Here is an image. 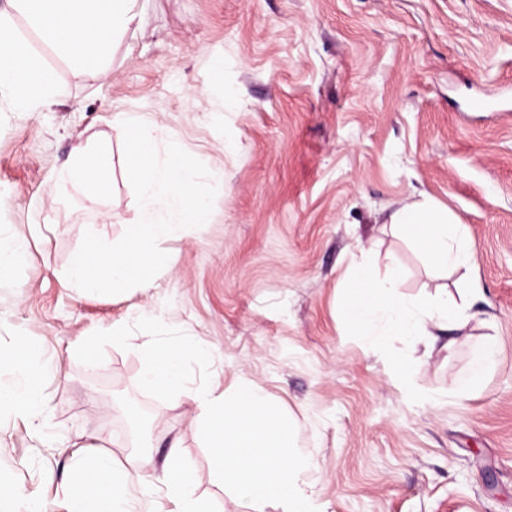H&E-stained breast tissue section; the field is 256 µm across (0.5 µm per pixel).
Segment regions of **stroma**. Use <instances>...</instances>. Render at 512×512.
I'll list each match as a JSON object with an SVG mask.
<instances>
[{"mask_svg":"<svg viewBox=\"0 0 512 512\" xmlns=\"http://www.w3.org/2000/svg\"><path fill=\"white\" fill-rule=\"evenodd\" d=\"M138 10L95 77L28 32L61 94L38 112L0 104V236L29 257L25 288L0 271V359L36 348L49 363L43 436L0 419V480L66 512L86 445L126 464L132 404L156 463L178 445L216 512H250L212 478L195 403L139 388L147 334L106 346L101 364L78 361L85 338L135 322L145 305L211 350L212 384L259 385L291 416L326 512H512V0H138ZM218 81L236 92L222 112L204 95ZM475 98L494 106L474 110ZM119 112L161 122L224 185L204 225L160 238L169 259L152 288L80 297L64 276L85 231L112 243L140 216ZM85 153L107 192L57 181ZM424 198L468 226L481 298L465 335L437 344L401 386L402 345L374 349L344 310L360 245L399 264L402 293L434 287L389 224ZM487 341L500 355L478 390L427 402Z\"/></svg>","mask_w":512,"mask_h":512,"instance_id":"obj_1","label":"stroma"}]
</instances>
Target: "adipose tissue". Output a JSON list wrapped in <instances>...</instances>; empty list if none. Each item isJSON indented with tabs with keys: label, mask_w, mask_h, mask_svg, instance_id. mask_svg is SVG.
Wrapping results in <instances>:
<instances>
[{
	"label": "adipose tissue",
	"mask_w": 512,
	"mask_h": 512,
	"mask_svg": "<svg viewBox=\"0 0 512 512\" xmlns=\"http://www.w3.org/2000/svg\"><path fill=\"white\" fill-rule=\"evenodd\" d=\"M40 38L54 45L80 68L99 71L115 37L136 19L135 0H8ZM58 89L29 48L26 38L0 13V102L17 112H34L50 104ZM393 229L407 236L441 271L458 273L454 288L437 286L415 298L401 293L403 276L393 262L378 266L363 258L355 267L364 287L345 316L362 336L377 347L392 338L431 350L441 331L464 330L473 290L471 259L475 242L466 225L449 216L445 207L412 202L390 217ZM44 361L39 350L26 349L21 362L0 365V414L31 420L43 403L41 378ZM134 469L141 494L157 483L168 485L173 512H213L209 501L194 492L192 468L170 450L163 471H156L150 454L134 453L128 466L116 465L110 451L96 450L77 460L75 478L67 493L68 512H130L127 469Z\"/></svg>",
	"instance_id": "adipose-tissue-1"
}]
</instances>
